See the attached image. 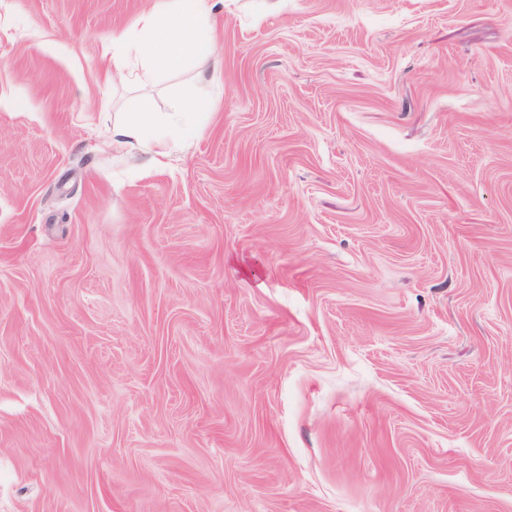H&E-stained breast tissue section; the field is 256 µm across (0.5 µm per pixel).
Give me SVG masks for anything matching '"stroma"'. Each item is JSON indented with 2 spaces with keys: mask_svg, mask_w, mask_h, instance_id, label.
<instances>
[{
  "mask_svg": "<svg viewBox=\"0 0 512 512\" xmlns=\"http://www.w3.org/2000/svg\"><path fill=\"white\" fill-rule=\"evenodd\" d=\"M153 2L0 0V512H512V0ZM219 0H159L139 20V35H112V70L123 73L134 87L151 86L159 71L194 68L208 83L201 62L215 58L218 44L216 2ZM215 106L214 99L210 97H188L179 105L177 112L171 117L176 128L188 127L192 117L200 112H211ZM170 132L159 124L154 113L126 112L112 126V141L106 146L127 153L143 152L150 156V162L162 164V158L170 154Z\"/></svg>",
  "mask_w": 512,
  "mask_h": 512,
  "instance_id": "obj_1",
  "label": "stroma"
}]
</instances>
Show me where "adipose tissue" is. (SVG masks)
<instances>
[{
	"instance_id": "adipose-tissue-1",
	"label": "adipose tissue",
	"mask_w": 512,
	"mask_h": 512,
	"mask_svg": "<svg viewBox=\"0 0 512 512\" xmlns=\"http://www.w3.org/2000/svg\"><path fill=\"white\" fill-rule=\"evenodd\" d=\"M217 0H158L143 14L138 33L118 31L112 35V68L125 81L144 89L158 72L195 69L199 82H207L202 61L215 58ZM170 129L162 127L155 115L128 112L112 127V148L148 154L161 163L170 153Z\"/></svg>"
}]
</instances>
